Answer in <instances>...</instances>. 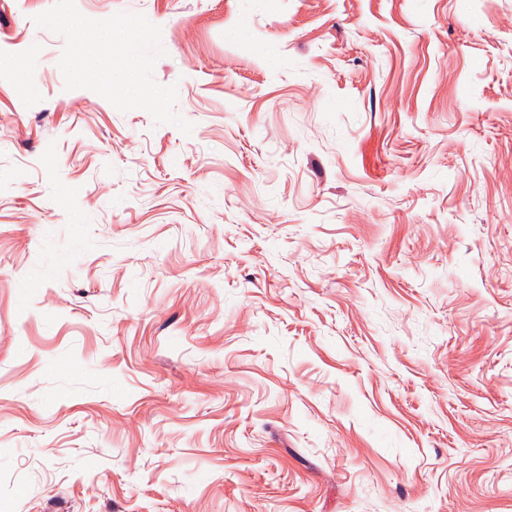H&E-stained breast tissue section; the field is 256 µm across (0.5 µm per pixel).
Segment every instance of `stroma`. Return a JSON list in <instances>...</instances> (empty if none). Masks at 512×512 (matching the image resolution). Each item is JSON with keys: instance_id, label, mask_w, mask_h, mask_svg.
<instances>
[{"instance_id": "stroma-1", "label": "stroma", "mask_w": 512, "mask_h": 512, "mask_svg": "<svg viewBox=\"0 0 512 512\" xmlns=\"http://www.w3.org/2000/svg\"><path fill=\"white\" fill-rule=\"evenodd\" d=\"M0 0V504L512 512V0Z\"/></svg>"}]
</instances>
